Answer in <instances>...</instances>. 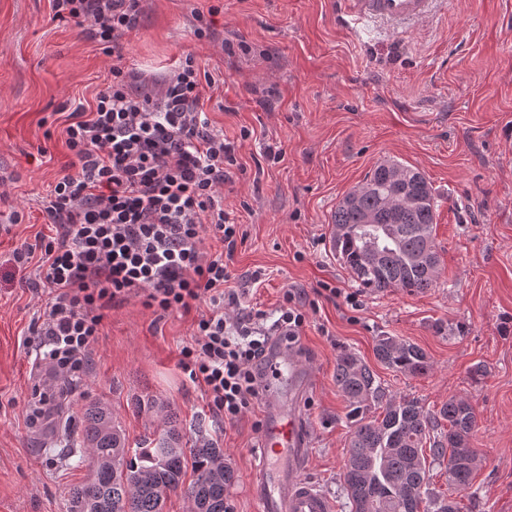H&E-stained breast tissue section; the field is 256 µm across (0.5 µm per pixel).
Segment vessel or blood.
<instances>
[{
    "label": "vessel or blood",
    "mask_w": 512,
    "mask_h": 512,
    "mask_svg": "<svg viewBox=\"0 0 512 512\" xmlns=\"http://www.w3.org/2000/svg\"><path fill=\"white\" fill-rule=\"evenodd\" d=\"M437 0H336L338 22L354 32L383 25L399 31L428 20ZM266 411L255 485L260 512H335L334 501L302 471L308 456L304 399L312 371L294 348H280L266 369Z\"/></svg>",
    "instance_id": "obj_1"
}]
</instances>
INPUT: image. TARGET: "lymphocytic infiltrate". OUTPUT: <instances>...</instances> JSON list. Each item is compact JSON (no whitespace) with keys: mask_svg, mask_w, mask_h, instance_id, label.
<instances>
[{"mask_svg":"<svg viewBox=\"0 0 512 512\" xmlns=\"http://www.w3.org/2000/svg\"><path fill=\"white\" fill-rule=\"evenodd\" d=\"M57 17L86 26L112 55L111 82L92 111H75L65 129L72 155L43 200L57 233L12 252L15 274L38 261L43 319L32 333L43 382L32 390L30 427L55 431L70 382L86 372L103 313L131 300L159 314L192 316L180 366L225 423L258 401L269 355L297 345L307 311L285 291L275 320L243 308L230 266L242 236L224 208V189L246 170L236 145L212 127L201 88L212 82L193 55L154 85L122 66L121 39L143 0H52ZM221 250L205 249V237ZM205 304L196 312V304Z\"/></svg>","mask_w":512,"mask_h":512,"instance_id":"1","label":"lymphocytic infiltrate"}]
</instances>
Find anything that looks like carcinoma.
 Instances as JSON below:
<instances>
[{"label": "carcinoma", "mask_w": 512, "mask_h": 512, "mask_svg": "<svg viewBox=\"0 0 512 512\" xmlns=\"http://www.w3.org/2000/svg\"><path fill=\"white\" fill-rule=\"evenodd\" d=\"M396 169L403 174L404 192L416 203L393 211L385 197L395 187ZM365 183L356 204L341 200L331 214L336 260L359 287L373 293L400 289L412 295L436 287L438 267L420 261L434 248L436 201L426 177L387 160L373 167ZM375 355L406 376L432 370L422 348L396 336L379 337ZM336 384L355 420L343 472L350 512H462L458 502L430 496L428 484L430 467L444 464L449 484L469 485L474 462L459 458L458 449L472 445L476 415L470 403L450 397L438 410L426 411L414 399H398L347 350L336 357ZM80 437L92 450L91 478L69 489V512H164L189 469L194 479L185 493L197 512H230L227 495L235 476L224 464V449L205 439L186 449L177 417L131 446L112 413L90 402L82 410Z\"/></svg>", "instance_id": "1"}]
</instances>
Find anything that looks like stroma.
<instances>
[{"label":"stroma","mask_w":512,"mask_h":512,"mask_svg":"<svg viewBox=\"0 0 512 512\" xmlns=\"http://www.w3.org/2000/svg\"><path fill=\"white\" fill-rule=\"evenodd\" d=\"M199 14L213 20L211 36L195 35ZM122 44L124 66L142 79H161L189 53L215 79L203 89L205 110L247 169L224 193L246 234L231 265L243 305L274 312L288 289L317 305L301 340L315 375L306 477L349 512L342 471L352 422L335 380L336 356L348 350L395 397L428 410L469 401L474 478L456 490L437 467L429 491L465 512H512V0H442L414 29L363 38L337 23L332 0H145ZM111 65L82 27L55 18L52 0H0V512H68L69 488L89 476L76 465L86 449L69 434L91 401L132 442L176 414L188 444L223 448L233 512H258L254 424L264 405L233 425L210 411L179 366L190 317L159 320L136 301L105 311L70 426L47 437L26 423L36 351L24 342L44 301L37 263L11 277L12 251L54 236L42 200L70 164L69 114L93 106ZM272 144L284 151L275 165L263 158ZM386 159L422 172L437 201L439 280L415 296L359 291L330 248L336 204ZM323 282L341 297L316 295ZM350 292L359 309L345 302ZM382 334L421 347L431 372L385 368L373 351ZM147 397L157 407L137 410Z\"/></svg>","instance_id":"35a3bbf8"}]
</instances>
